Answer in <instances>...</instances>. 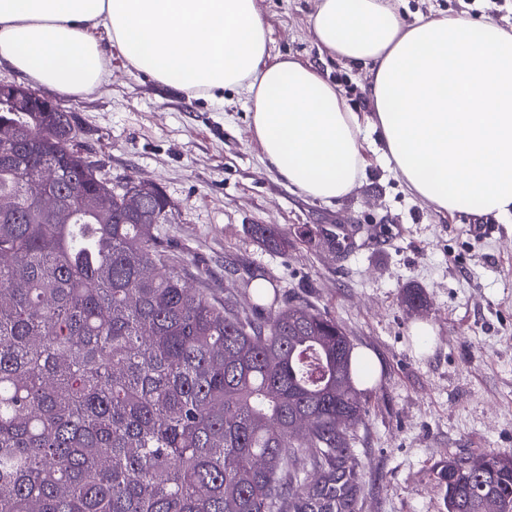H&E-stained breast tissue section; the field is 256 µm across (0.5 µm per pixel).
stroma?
Returning <instances> with one entry per match:
<instances>
[{
  "label": "stroma",
  "mask_w": 512,
  "mask_h": 512,
  "mask_svg": "<svg viewBox=\"0 0 512 512\" xmlns=\"http://www.w3.org/2000/svg\"><path fill=\"white\" fill-rule=\"evenodd\" d=\"M316 0H258L270 57L317 66L352 110L369 109V77L322 55L308 26ZM415 16L489 17L512 29V0H400ZM108 85L80 98L33 86L69 112L79 145L107 178L158 185L176 206L161 235L190 259L181 274L254 305L243 284L263 275L280 296L336 318L380 361L362 388L356 429L357 512H445L433 467L451 455L512 456V223L448 216L411 195L366 134L369 161L353 192L330 204L301 194L263 158L244 96L191 99L113 56ZM254 224L287 232L270 252ZM427 303L406 307L404 288ZM427 335H417L418 325Z\"/></svg>",
  "instance_id": "1"
}]
</instances>
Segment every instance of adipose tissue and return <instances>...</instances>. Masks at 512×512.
Returning a JSON list of instances; mask_svg holds the SVG:
<instances>
[{
  "mask_svg": "<svg viewBox=\"0 0 512 512\" xmlns=\"http://www.w3.org/2000/svg\"><path fill=\"white\" fill-rule=\"evenodd\" d=\"M309 23L322 50L369 75L370 111L312 65L270 60L257 0H0V65L81 97L117 54L191 98L245 95L265 160L324 203L357 186L368 129L437 213L512 223L511 31L444 15L408 24L394 0H318Z\"/></svg>",
  "mask_w": 512,
  "mask_h": 512,
  "instance_id": "adipose-tissue-1",
  "label": "adipose tissue"
}]
</instances>
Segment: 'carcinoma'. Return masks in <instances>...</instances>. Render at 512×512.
<instances>
[{
  "label": "carcinoma",
  "mask_w": 512,
  "mask_h": 512,
  "mask_svg": "<svg viewBox=\"0 0 512 512\" xmlns=\"http://www.w3.org/2000/svg\"><path fill=\"white\" fill-rule=\"evenodd\" d=\"M76 140L68 113L0 101V512H356L368 373L341 325L186 286L158 233L174 205L128 210L134 181ZM481 460L435 464L446 512H512V456Z\"/></svg>",
  "instance_id": "cac0c4a2"
}]
</instances>
